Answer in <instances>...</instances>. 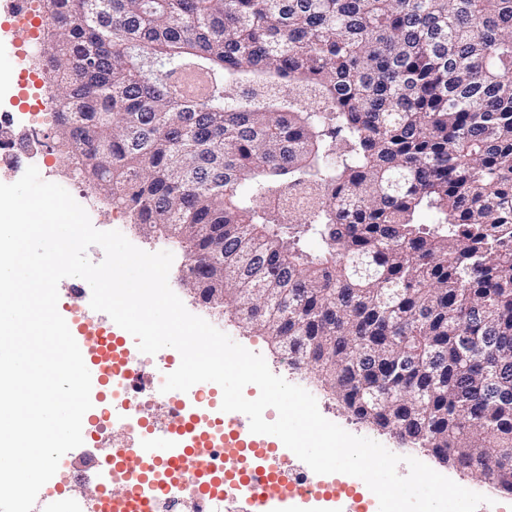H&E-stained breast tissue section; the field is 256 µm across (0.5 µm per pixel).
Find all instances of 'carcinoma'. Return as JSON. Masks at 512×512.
<instances>
[{
  "label": "carcinoma",
  "instance_id": "1",
  "mask_svg": "<svg viewBox=\"0 0 512 512\" xmlns=\"http://www.w3.org/2000/svg\"><path fill=\"white\" fill-rule=\"evenodd\" d=\"M47 9L95 193L357 421L511 495L512 0Z\"/></svg>",
  "mask_w": 512,
  "mask_h": 512
}]
</instances>
